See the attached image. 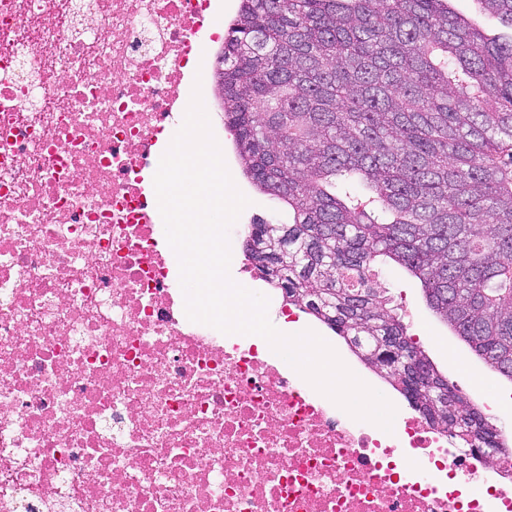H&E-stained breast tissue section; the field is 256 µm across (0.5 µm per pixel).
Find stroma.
<instances>
[{
	"label": "stroma",
	"mask_w": 512,
	"mask_h": 512,
	"mask_svg": "<svg viewBox=\"0 0 512 512\" xmlns=\"http://www.w3.org/2000/svg\"><path fill=\"white\" fill-rule=\"evenodd\" d=\"M209 120L235 184L250 200L249 206L229 232L231 277L239 284L269 297L268 315L277 329L286 334L313 330L336 350L341 360L360 379L394 404L397 416L411 415L412 410L405 398L353 355L341 338L313 316L300 311L298 306L288 304L281 291L261 280L253 264L246 261L243 250L248 224L256 217L268 221H288V210L256 189L244 176L232 137L224 126L222 111L217 109L211 112ZM369 280L372 287L386 291L408 334L424 348L435 368L473 402L489 404V414L494 423L512 428V380L483 363L463 341L453 335L429 308L419 281L403 267L385 258L378 259L372 266Z\"/></svg>",
	"instance_id": "1"
}]
</instances>
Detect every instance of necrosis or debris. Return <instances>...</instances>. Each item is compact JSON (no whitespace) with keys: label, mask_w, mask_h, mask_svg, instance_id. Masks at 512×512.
Returning a JSON list of instances; mask_svg holds the SVG:
<instances>
[{"label":"necrosis or debris","mask_w":512,"mask_h":512,"mask_svg":"<svg viewBox=\"0 0 512 512\" xmlns=\"http://www.w3.org/2000/svg\"><path fill=\"white\" fill-rule=\"evenodd\" d=\"M207 0H0V512H512L494 461L387 432L175 310L141 173Z\"/></svg>","instance_id":"obj_1"}]
</instances>
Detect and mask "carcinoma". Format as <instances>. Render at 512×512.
I'll return each mask as SVG.
<instances>
[{
	"label": "carcinoma",
	"instance_id": "obj_1",
	"mask_svg": "<svg viewBox=\"0 0 512 512\" xmlns=\"http://www.w3.org/2000/svg\"><path fill=\"white\" fill-rule=\"evenodd\" d=\"M512 29V0H476ZM214 70L244 174L292 213L248 225L267 283L368 368L393 350L430 363L385 291L380 257L512 378V35L448 0H241ZM402 361L380 377L480 455L506 447L472 401L423 393ZM450 6L489 35L509 36L511 33L508 27H504L496 17L480 10L472 0H450Z\"/></svg>",
	"mask_w": 512,
	"mask_h": 512
}]
</instances>
